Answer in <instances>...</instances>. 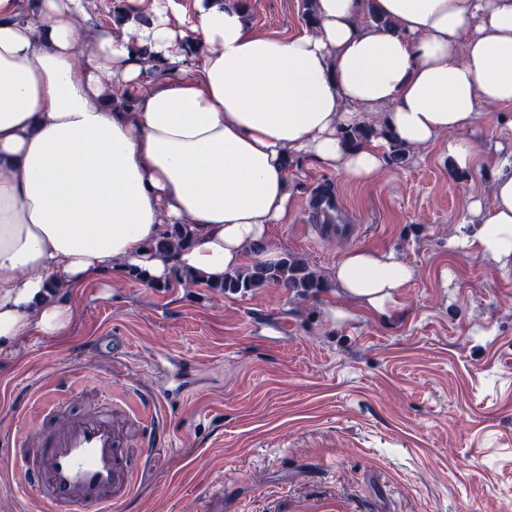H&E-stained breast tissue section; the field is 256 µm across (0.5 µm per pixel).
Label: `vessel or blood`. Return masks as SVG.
Returning a JSON list of instances; mask_svg holds the SVG:
<instances>
[{
  "label": "vessel or blood",
  "instance_id": "vessel-or-blood-1",
  "mask_svg": "<svg viewBox=\"0 0 512 512\" xmlns=\"http://www.w3.org/2000/svg\"><path fill=\"white\" fill-rule=\"evenodd\" d=\"M64 395L41 396L13 450L21 493L43 512H115L134 491V465L112 414V391L70 378ZM97 401L86 404L89 391ZM125 408L150 438L158 416L153 400L121 389Z\"/></svg>",
  "mask_w": 512,
  "mask_h": 512
}]
</instances>
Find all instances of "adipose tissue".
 <instances>
[{"label": "adipose tissue", "mask_w": 512, "mask_h": 512, "mask_svg": "<svg viewBox=\"0 0 512 512\" xmlns=\"http://www.w3.org/2000/svg\"><path fill=\"white\" fill-rule=\"evenodd\" d=\"M122 4L117 30L84 0H0V350L64 335L60 286L130 269L215 281L276 260L289 158L369 182L387 141L342 132L374 117L413 150L449 135L459 169L493 171L450 244L512 267V147L470 137L482 106L512 107V0H315L317 28L287 38L257 34L238 0ZM371 11L393 29L364 23ZM139 47L165 71L147 89ZM167 224L189 225L191 244L152 249ZM412 277L374 247L332 274L337 296L382 316Z\"/></svg>", "instance_id": "adipose-tissue-1"}]
</instances>
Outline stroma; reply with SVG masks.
Here are the masks:
<instances>
[{"label": "stroma", "mask_w": 512, "mask_h": 512, "mask_svg": "<svg viewBox=\"0 0 512 512\" xmlns=\"http://www.w3.org/2000/svg\"><path fill=\"white\" fill-rule=\"evenodd\" d=\"M259 34L305 31L304 0H249ZM448 138L360 184L310 160L289 169L294 220L270 244L330 275L354 247L414 270L388 317L332 290L244 295L160 287L128 273L70 295L62 336L0 351V512H41L17 489L12 414L69 376L155 400L156 445L132 428L134 495L120 512H512V270L449 248L491 171L452 172ZM332 184L351 231L316 241L309 200ZM128 337L112 355L109 340ZM185 383L186 395L166 389Z\"/></svg>", "instance_id": "obj_1"}]
</instances>
